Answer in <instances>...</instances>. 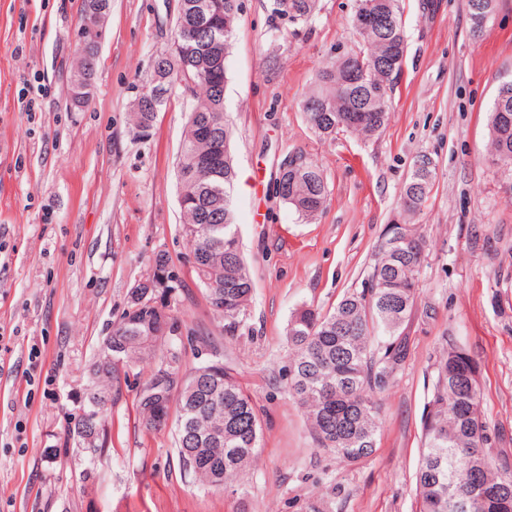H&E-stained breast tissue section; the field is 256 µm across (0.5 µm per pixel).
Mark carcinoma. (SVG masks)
<instances>
[{"label":"carcinoma","mask_w":512,"mask_h":512,"mask_svg":"<svg viewBox=\"0 0 512 512\" xmlns=\"http://www.w3.org/2000/svg\"><path fill=\"white\" fill-rule=\"evenodd\" d=\"M92 2L83 0L78 52L100 58L101 42L92 30ZM203 2L211 10V32L189 30L176 16L172 45L167 51L164 85H196L197 103L188 112L177 165L184 216L183 232L194 252L208 262L203 285L209 308L236 327L253 299V280L241 247L233 200L232 123L224 113L227 65L212 67L210 34H221L229 54L239 12L236 0H184L185 6ZM274 15L289 23L306 22L317 0H274ZM394 16L384 31L366 30L358 17L366 6ZM357 47L320 68L302 105L314 103L333 119L327 127L318 112H304L310 128L322 139L350 132L364 140L380 136L389 121L394 79L382 61L399 45L407 46L399 0H356L352 19ZM358 72L362 82L349 84ZM165 100L135 99L132 124L151 128ZM206 121L224 143L220 169L204 160L213 140L199 133ZM488 161L512 171V80L502 83L490 113ZM303 162L287 169L280 164L277 182H288L282 200L299 216L312 220L325 208L329 190L323 171L303 151ZM434 168H414L404 185L402 222L386 226L374 263L364 284L343 295L333 310L311 307L293 312L288 322L290 344L289 395L303 409L316 445L348 463L372 457L378 449L379 410L375 394L383 391L404 358L400 329L417 300L418 273L425 260V241L412 219L428 198ZM163 315L156 307L133 298L103 349L90 363L86 386L100 410L120 395L129 370L145 357L156 355L163 337L147 335L146 320ZM112 353L106 359L105 351ZM179 353L169 346L160 363L137 393L136 407L146 428L167 427L173 419L175 444L182 469L207 487L240 481L259 448L262 421L251 396L233 369L221 375L207 365L183 374ZM96 423L79 414L70 416L68 438L95 455L106 441L95 433ZM489 433L480 409V386L469 352L450 344L434 364V382L422 428V451L416 471V512H454L455 500H468L467 512H512V467L489 447Z\"/></svg>","instance_id":"cac0c4a2"}]
</instances>
